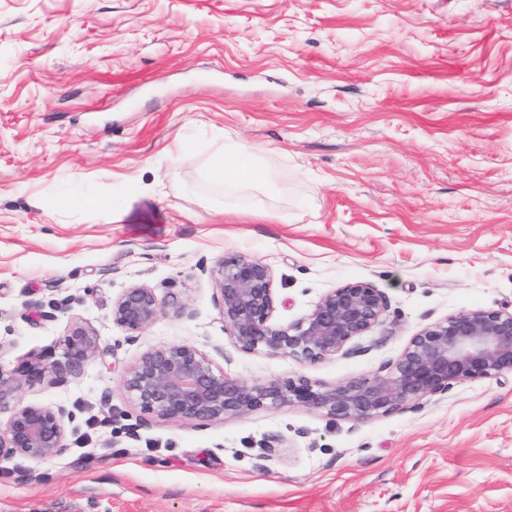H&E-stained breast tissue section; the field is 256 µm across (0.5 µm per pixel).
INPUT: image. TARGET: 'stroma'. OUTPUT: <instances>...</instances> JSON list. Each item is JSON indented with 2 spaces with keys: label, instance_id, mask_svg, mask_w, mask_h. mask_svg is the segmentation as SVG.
<instances>
[{
  "label": "stroma",
  "instance_id": "obj_1",
  "mask_svg": "<svg viewBox=\"0 0 512 512\" xmlns=\"http://www.w3.org/2000/svg\"><path fill=\"white\" fill-rule=\"evenodd\" d=\"M229 145L263 185L204 179ZM87 190L111 208L61 211ZM235 255L272 268L274 324L353 282L386 308L316 364L242 350L210 276ZM133 284L180 313L130 335ZM482 308L512 310V0H0V366L63 359L75 319L111 350L24 390L67 449L0 460V512H512L511 375L364 421L162 420L122 386L170 343L255 384L384 375Z\"/></svg>",
  "mask_w": 512,
  "mask_h": 512
}]
</instances>
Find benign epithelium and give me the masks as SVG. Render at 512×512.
Here are the masks:
<instances>
[{"instance_id": "7a95c632", "label": "benign epithelium", "mask_w": 512, "mask_h": 512, "mask_svg": "<svg viewBox=\"0 0 512 512\" xmlns=\"http://www.w3.org/2000/svg\"><path fill=\"white\" fill-rule=\"evenodd\" d=\"M219 290L224 325L237 346L268 356L315 364L341 352L377 325L385 298L375 288L349 283L325 294L296 322L277 326L273 271L237 255L211 271ZM180 307L145 285H131L112 300V323L138 333ZM64 361L49 366L39 357L6 369L0 365V459L41 462L67 447L62 406L26 403L23 390L51 374H79L109 354L101 336L82 321L69 325ZM512 375V310L476 309L435 322L411 337L387 376L321 385L305 378L252 384L215 372L198 348L172 343L151 349L123 377V387L139 407L166 420L222 421L267 405L298 403L330 418L368 420L418 404L454 385L478 378Z\"/></svg>"}]
</instances>
